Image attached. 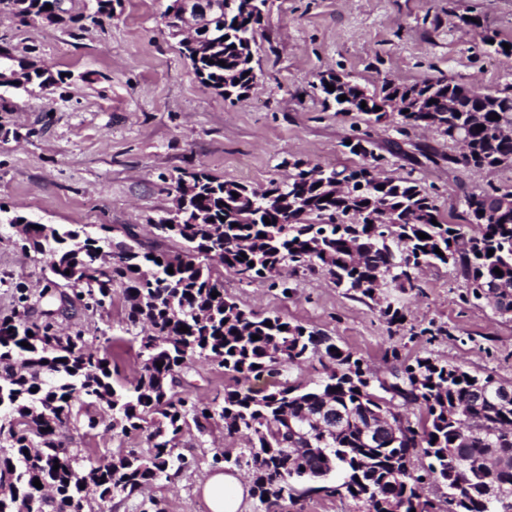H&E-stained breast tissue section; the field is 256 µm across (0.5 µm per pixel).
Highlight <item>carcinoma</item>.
<instances>
[{
	"label": "carcinoma",
	"instance_id": "1",
	"mask_svg": "<svg viewBox=\"0 0 512 512\" xmlns=\"http://www.w3.org/2000/svg\"><path fill=\"white\" fill-rule=\"evenodd\" d=\"M214 1L219 9L186 19L174 0L164 18L200 82L226 99H239L257 79L248 39L261 24L266 0H198L207 8ZM61 2L0 0V14L59 19ZM104 16H112V0H96L94 11L82 19L96 25ZM48 72L0 71V85L30 83ZM333 86L332 91L322 86L326 98L341 111L363 113L375 123L388 117L386 108L394 97L412 94L413 111L398 113L402 129L422 125L430 116V100L448 99L456 109L438 113L436 127L448 132L450 140L457 135L468 141L465 164H512V142L496 136L500 125L512 123V93L481 99L465 85L444 79L414 85L386 81L378 95L350 82ZM341 95L346 100H339ZM495 114L499 119H493ZM362 157L368 162L342 171L308 168L297 161L288 181L261 190L205 172L178 179L177 223L169 227V219L161 217L155 229L161 237L184 240V253L114 244L106 237L82 238L76 230L44 224L34 229L23 216L7 219L17 229L22 250L51 256L55 279L41 292L48 308L40 318H29L28 295L17 284L21 309L0 320V512H19L27 501L41 512H67L75 500H111L168 480L170 471L187 466L185 457L173 450L192 426L202 435L222 426L226 435L248 437V448L235 455L221 451L213 462L226 471L248 470L264 512H285L286 500L296 505L294 485L305 483L310 484L306 494H345L368 502L377 497L387 509L376 512H429L428 502H420L417 494L423 476L407 469L411 447L430 458L427 475L448 486L447 512H512V497L506 504L488 500L482 484L464 471L466 461L488 458L512 493V401L480 397L496 386L492 376L429 359L405 365L401 381L412 390L399 396L406 405L423 407L426 417L409 423L412 445L389 434L371 445L363 435L369 421L380 416L394 420L402 412L380 395L386 388L362 360L301 325L241 308L224 297L223 282L206 264L217 257L227 271L249 282L284 266L293 274L320 267L336 287L373 300L372 285L378 279L402 289L418 288L412 262L450 263L470 285L464 301L480 299L482 289L501 313L512 312V207L498 208L499 197L512 196V191L490 185L469 194L467 224H451L441 219L432 196L416 181L369 179V169L381 157L366 150ZM328 195L331 199L324 200ZM311 214L325 221L304 220ZM420 232L428 238H419ZM60 280L83 285L67 302L92 313L112 303V287L121 286L128 325H148L139 339L142 366L131 389L114 387L110 350L90 348L80 330L60 332L56 316L62 308H54L53 292ZM183 326L188 331H181ZM197 356L245 380L263 374L280 377L314 357L328 359L333 368L311 388L287 379L263 390L240 385L224 390L220 402L203 404L176 391ZM327 401L347 416L338 431H322L311 422L321 417ZM104 408L112 411V428L120 433L148 432L150 452L141 456L131 451L110 460L87 456L89 469L98 472L97 482L88 487L84 471L65 451L62 431L80 416L95 428ZM288 439L305 449L302 456H292L282 446ZM333 471L340 474L337 485L328 483ZM36 478L40 489L33 485Z\"/></svg>",
	"mask_w": 512,
	"mask_h": 512
}]
</instances>
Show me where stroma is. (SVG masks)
<instances>
[{
    "label": "stroma",
    "instance_id": "1",
    "mask_svg": "<svg viewBox=\"0 0 512 512\" xmlns=\"http://www.w3.org/2000/svg\"><path fill=\"white\" fill-rule=\"evenodd\" d=\"M170 0H116L111 16L78 29L0 16V48L63 82L0 87V206L52 227L135 240L172 254L177 238L158 237L152 220L174 207L178 177L203 171L255 187L283 182L300 159L350 168L361 157L346 140L363 138L383 158L380 177L415 179L434 198L443 219L464 223L466 196L495 185L512 190V166L477 169L453 163L460 148L436 128L398 133V118L368 121L359 112L326 106L320 78L340 74L369 92L383 82L414 84L447 78L483 93L512 88V56L495 53L473 35V22L512 41V0H267L252 46L259 77L246 98L227 100L205 87L180 54L163 14ZM16 232L0 223V318L17 305L24 283L33 310L46 308L39 294L51 278L48 256L23 253ZM224 293L243 308L279 315L332 339L360 357L374 374L391 379L403 364L428 358L512 384V314L461 297L468 284L453 265L419 275L420 291L387 287L375 299L336 287L324 270L289 274V294L269 281L245 282L213 263ZM402 307L405 319L390 324L380 310ZM126 303L114 290L112 305L94 315L69 308L58 319L83 330L90 347L116 353L114 386H130L141 360L128 332ZM235 375L195 358L184 388L203 401L235 386ZM71 453L109 457L134 450L148 454L146 432L122 435L108 418L94 430L71 423ZM241 437L186 431L176 449L189 462L180 483L160 481L125 499V512H141L148 498L165 512H201L195 491L213 455L244 447Z\"/></svg>",
    "mask_w": 512,
    "mask_h": 512
}]
</instances>
